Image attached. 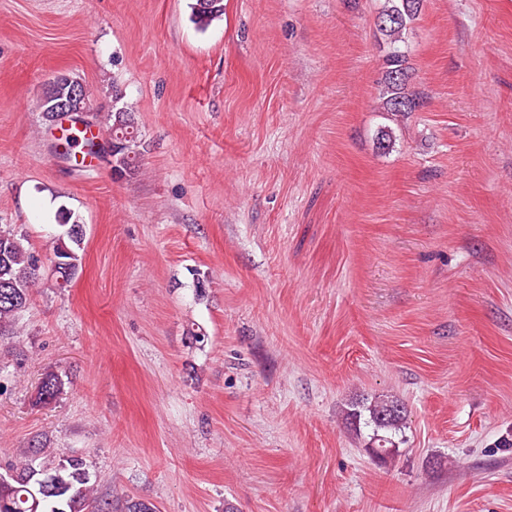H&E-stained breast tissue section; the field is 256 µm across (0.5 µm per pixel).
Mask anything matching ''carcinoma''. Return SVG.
I'll list each match as a JSON object with an SVG mask.
<instances>
[{
  "label": "carcinoma",
  "mask_w": 512,
  "mask_h": 512,
  "mask_svg": "<svg viewBox=\"0 0 512 512\" xmlns=\"http://www.w3.org/2000/svg\"><path fill=\"white\" fill-rule=\"evenodd\" d=\"M423 0H385L378 13L377 25L386 41L382 58L384 77L378 99L383 112H415L421 106L420 96L410 90L412 74L408 66L406 31L419 17ZM191 22L199 30L224 15V0H192ZM121 125L112 126V141L119 145L122 158L118 174L136 176L141 173L143 143L134 130V119L120 112ZM25 237L9 224H0V343L18 335V324L28 308L32 291L38 285L39 258L24 245ZM84 232L80 224H71L54 242L49 262L65 268L55 272V286L66 288L78 275L82 264ZM64 389L58 374L47 372L38 386L35 403L47 405L57 400ZM405 404L395 396L379 395L355 405L347 418L357 422L366 418L373 426L372 447L382 451L386 459L393 447L392 434L406 418ZM45 453L39 442L23 454L22 460L0 473V512H110L108 503L94 496L91 475L83 460L61 454L55 460L34 466Z\"/></svg>",
  "instance_id": "cac0c4a2"
}]
</instances>
